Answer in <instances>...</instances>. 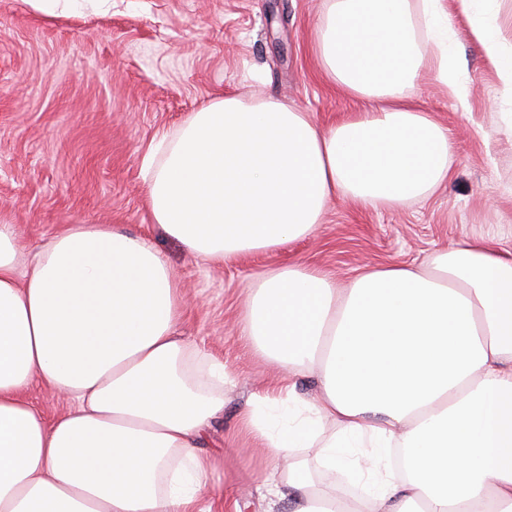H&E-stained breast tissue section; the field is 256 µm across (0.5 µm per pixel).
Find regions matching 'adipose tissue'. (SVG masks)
Listing matches in <instances>:
<instances>
[{"mask_svg":"<svg viewBox=\"0 0 512 512\" xmlns=\"http://www.w3.org/2000/svg\"><path fill=\"white\" fill-rule=\"evenodd\" d=\"M421 7L424 45L411 0H327L316 54L369 110L324 129L279 100L210 103L151 174L154 223L220 262L307 238L334 197L395 205L445 183L448 132L409 93L425 74L460 107L469 90L442 0ZM471 35L512 100L493 12ZM22 252L0 221V512H205L215 460L200 448L233 378L179 331L168 262L112 224L66 225L24 271ZM242 334L318 386L248 404L266 512H512V251L460 240L343 288L281 265L249 289ZM36 384L65 398L54 420L27 398Z\"/></svg>","mask_w":512,"mask_h":512,"instance_id":"adipose-tissue-1","label":"adipose tissue"}]
</instances>
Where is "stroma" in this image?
<instances>
[{
  "label": "stroma",
  "mask_w": 512,
  "mask_h": 512,
  "mask_svg": "<svg viewBox=\"0 0 512 512\" xmlns=\"http://www.w3.org/2000/svg\"><path fill=\"white\" fill-rule=\"evenodd\" d=\"M454 41L469 89L460 109L423 76L411 96L455 146L448 180L392 207L334 198L308 238L275 252L205 262L154 224L143 158L193 112L233 94L275 98L319 126L367 109L330 84L313 50L324 0H0V218L34 252L66 224H115L167 260L183 292L179 329L235 375L205 453L220 464L201 492L212 512H265L256 488L268 455L241 429L253 393L276 373L241 334L249 284L284 263L345 282L362 270L422 260L483 238L512 251V101L457 14ZM233 490L237 508L224 505Z\"/></svg>",
  "instance_id": "stroma-1"
}]
</instances>
